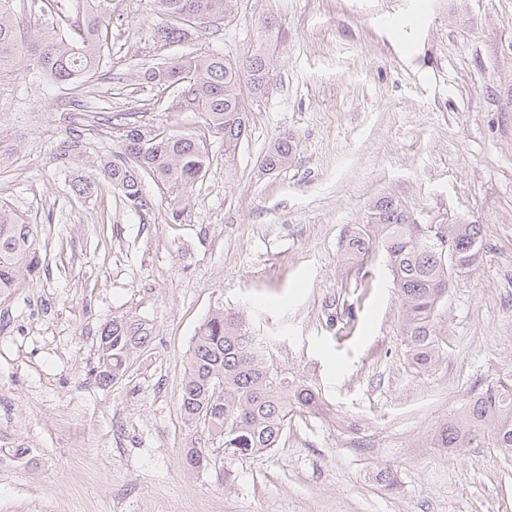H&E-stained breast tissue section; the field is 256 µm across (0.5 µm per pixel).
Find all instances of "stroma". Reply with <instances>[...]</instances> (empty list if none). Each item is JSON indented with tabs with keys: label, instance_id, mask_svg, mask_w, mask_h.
<instances>
[{
	"label": "stroma",
	"instance_id": "stroma-1",
	"mask_svg": "<svg viewBox=\"0 0 512 512\" xmlns=\"http://www.w3.org/2000/svg\"><path fill=\"white\" fill-rule=\"evenodd\" d=\"M115 13L90 106L202 132L143 67L243 58L262 13L280 29L274 67L234 160L208 136L211 163L176 220L174 192L152 177L148 210L113 189L99 164L121 147L64 86L28 67L0 87V205L34 226L38 259L0 293V512H512L497 449L430 445L475 388L512 375V0H237L159 51L154 0ZM285 132L291 163L263 173ZM88 175L97 191L73 192ZM384 193L420 223L483 227L477 263L452 275L443 361L427 372L400 336L383 253L345 251ZM220 307L272 337L322 409L294 415L273 451L220 449L193 470L179 397L192 338ZM126 314L153 336L105 386L100 334ZM387 468L396 487L378 478Z\"/></svg>",
	"mask_w": 512,
	"mask_h": 512
}]
</instances>
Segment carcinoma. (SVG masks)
Wrapping results in <instances>:
<instances>
[{
  "mask_svg": "<svg viewBox=\"0 0 512 512\" xmlns=\"http://www.w3.org/2000/svg\"><path fill=\"white\" fill-rule=\"evenodd\" d=\"M233 0H157L163 23L153 42L164 48L193 41L196 28L226 17ZM35 3L0 0V83L19 75L30 62L48 80L71 90L76 102H85L99 67L110 56L114 0H73L76 20L41 13L26 23L15 5ZM255 33L258 49L236 61L221 54H205L176 62H156L143 73L146 82L174 88L175 110L200 118L204 128L224 139L226 160L235 158L249 126L243 89L253 99L265 95L272 66L269 45L278 40L273 22L260 16ZM90 121L112 129L122 152L102 162L112 187L130 207H153L143 192L147 174L163 185L185 192L210 165L208 146L193 133L163 132L135 118L133 112H89ZM294 138L285 133L271 144L261 168L272 172L288 166ZM482 227L448 224L442 235L433 225L417 223L396 196L383 194L368 203V220L348 236L347 251L365 258L384 252L401 305L400 331L413 364L428 370L442 358L436 319L448 296L455 271L479 258ZM33 227L0 206V291L13 288L34 270ZM152 328L141 318H112L100 335L109 385L130 357L151 340ZM188 374L179 400L185 422L206 438L185 449L194 469L210 465L211 444L263 453L277 448L297 413H315L319 393L303 379L274 363L268 341L253 335L249 321L238 311L217 308L193 337L187 359ZM435 448L471 445L496 448L512 457V379H502L475 393L459 412L437 427Z\"/></svg>",
  "mask_w": 512,
  "mask_h": 512,
  "instance_id": "cac0c4a2",
  "label": "carcinoma"
}]
</instances>
